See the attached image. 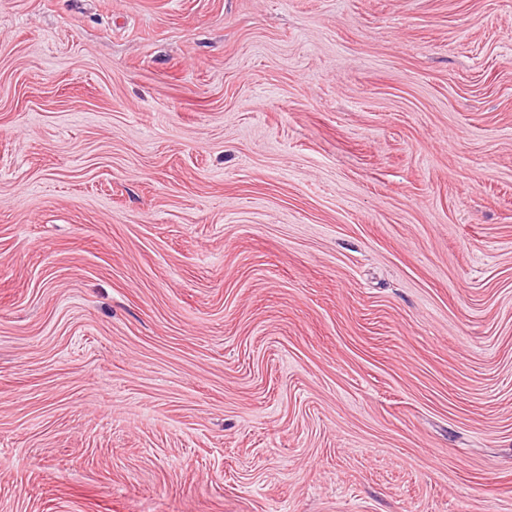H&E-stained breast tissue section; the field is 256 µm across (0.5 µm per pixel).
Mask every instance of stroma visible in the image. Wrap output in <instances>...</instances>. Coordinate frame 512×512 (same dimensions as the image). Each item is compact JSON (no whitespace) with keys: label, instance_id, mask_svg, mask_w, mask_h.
<instances>
[{"label":"stroma","instance_id":"35a3bbf8","mask_svg":"<svg viewBox=\"0 0 512 512\" xmlns=\"http://www.w3.org/2000/svg\"><path fill=\"white\" fill-rule=\"evenodd\" d=\"M0 512H512V0H0Z\"/></svg>","mask_w":512,"mask_h":512}]
</instances>
